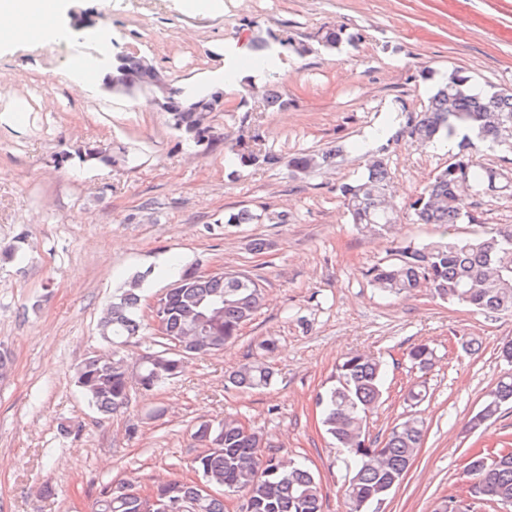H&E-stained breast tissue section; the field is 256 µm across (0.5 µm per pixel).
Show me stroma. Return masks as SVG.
<instances>
[{
  "mask_svg": "<svg viewBox=\"0 0 512 512\" xmlns=\"http://www.w3.org/2000/svg\"><path fill=\"white\" fill-rule=\"evenodd\" d=\"M287 34L307 51L282 49L257 95L248 82L225 83L224 60L251 67L249 22ZM342 27L335 50L321 27ZM48 32L0 39V80L16 99L0 101V344L13 358L0 379V512H92L101 488L130 480L141 489L194 479L193 438L204 421L234 416L262 430L275 453L305 461L319 478L324 512H348L343 455L325 434L317 397L347 353L387 365L386 400L370 418L384 438L409 416L426 427L423 446L384 512H435L466 487L471 449L512 442V408L480 429L466 427L508 367L499 348L512 339V313L480 314L433 298L428 289L392 298L365 275L391 258V242L438 237L434 224H397L390 237L359 232L338 185L356 180L388 123L422 110L438 75L461 69L478 87H512V0H224L222 10L190 12L183 0H65ZM117 52L144 56L182 85L224 88V109L208 115L219 136L210 148L186 143L147 96L107 93L106 63ZM94 60L86 98L73 96L75 63ZM270 87L287 100L264 107ZM258 133L253 149L273 167L235 161L241 126ZM111 145L117 165L56 155L80 144ZM327 167L294 174L288 161L334 145ZM392 198L407 211L413 195L444 168L456 141L387 145ZM477 159L500 174L477 199L479 228L512 230V150L477 145ZM258 214L252 224L230 214ZM266 249L255 253V240ZM25 256L8 258L6 248ZM235 270L259 281L265 302L224 350L191 356L176 377L146 394L132 391L123 411L102 417L75 384L81 363L108 349L102 309L137 273L148 330L127 343L129 364L161 345L150 303L186 268ZM274 340L271 386L239 389L229 374ZM478 344L475 353L463 342ZM434 348L427 370L408 350ZM424 383L427 397L407 402Z\"/></svg>",
  "mask_w": 512,
  "mask_h": 512,
  "instance_id": "1",
  "label": "stroma"
}]
</instances>
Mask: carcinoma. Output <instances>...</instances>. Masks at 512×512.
Returning a JSON list of instances; mask_svg holds the SVG:
<instances>
[{"label":"carcinoma","instance_id":"carcinoma-1","mask_svg":"<svg viewBox=\"0 0 512 512\" xmlns=\"http://www.w3.org/2000/svg\"><path fill=\"white\" fill-rule=\"evenodd\" d=\"M320 41L328 50L343 41V30L326 25ZM303 48L290 36L266 31V36L251 38L253 50H267L264 60L273 59L274 46ZM113 70H121L126 82L112 86V93L133 95L148 92L156 100V108L168 115L173 129L195 144L214 143L207 115L224 110V90L212 88L200 93L187 92L167 83L162 89L157 81L163 73L144 57L116 53ZM464 130H474L477 137L493 144L512 141V90L475 89L471 76L452 70L439 82L428 104L419 112H409L400 129L388 137L397 141L408 137L422 144L440 139L451 140ZM258 137L240 133L237 162L242 167H273L279 158L252 149L249 141ZM469 143L462 142L459 152L438 170L430 182L416 194L409 208L419 224H437L440 238L418 245L397 246L393 259L366 271V276L379 291L389 295L429 289L434 296L481 313L512 311V231L489 232L460 237L458 224H478L473 215L469 192L479 193L495 186L499 173L477 162L467 152ZM342 147L318 153H304L292 158L289 166L296 173L320 168L341 152ZM387 146L371 156L364 176L337 187L352 223L371 236L390 233L399 215L391 204L389 193ZM76 157L82 163L116 162L112 146L85 144L74 153L60 156L64 163ZM144 276L137 274L128 288L105 307L100 315L99 334L116 350L104 357H89L78 368L76 385L102 414H113L128 406L131 383L144 391H152L177 377L186 356L195 352H217L238 337L241 326L252 319L263 303V288L244 273H222L209 278H194L186 269L178 277L180 285L167 291L161 311L164 321L163 339L190 344L194 350L179 355L167 349L157 352L154 361L138 370L131 369L119 348L139 336L143 323L138 315L140 286ZM223 303L221 315L204 326L197 322L202 305ZM410 361L421 369L432 364L433 349L426 343L412 346ZM273 373L262 361L242 364L229 377L238 388H265ZM386 364L361 352H351L336 364L332 384L319 395L321 424L325 433L343 449L349 460L351 475L345 496L349 512H368V508L386 499L400 483L422 447L426 429L424 422L408 418L395 425L381 441L369 435L370 416L383 403L386 391ZM512 406V374L502 377L485 396L481 409L468 421L476 430L495 419L506 406ZM209 442L212 446L197 454L191 469L202 483L215 491L242 494L246 512H324L319 479L304 463L286 459L264 449L271 447L262 432L245 428L236 418L217 423ZM498 461L473 475L477 479L469 495L478 504L512 499V448L484 451ZM161 495L181 501L184 512H224V499H199V488L193 482L172 480L157 486ZM94 512H150L132 481L107 484L100 490Z\"/></svg>","mask_w":512,"mask_h":512}]
</instances>
